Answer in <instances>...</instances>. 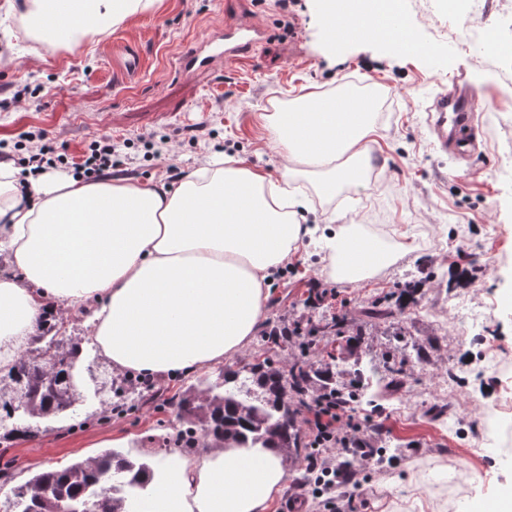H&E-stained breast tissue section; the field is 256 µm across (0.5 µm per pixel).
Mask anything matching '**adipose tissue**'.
<instances>
[{
    "label": "adipose tissue",
    "mask_w": 512,
    "mask_h": 512,
    "mask_svg": "<svg viewBox=\"0 0 512 512\" xmlns=\"http://www.w3.org/2000/svg\"><path fill=\"white\" fill-rule=\"evenodd\" d=\"M159 0H10L71 50L68 17L95 27L153 10ZM309 109L272 113L273 141L286 165L275 177L216 156L176 187L164 182L92 181L56 170L22 182L0 165V369L37 344L47 311L87 309L104 357L116 371L150 379L223 363L266 314L271 277L299 243L319 237L339 279L359 280L388 253L355 225L322 213L297 218L290 183L309 179L334 198L359 182L377 127L352 107L309 93ZM143 512H268L288 478L277 449L209 445L160 463Z\"/></svg>",
    "instance_id": "obj_1"
}]
</instances>
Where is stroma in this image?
Here are the masks:
<instances>
[{"label": "stroma", "mask_w": 512, "mask_h": 512, "mask_svg": "<svg viewBox=\"0 0 512 512\" xmlns=\"http://www.w3.org/2000/svg\"><path fill=\"white\" fill-rule=\"evenodd\" d=\"M0 0V144L11 145L0 163L20 158L50 139L63 154L59 169L73 172L89 143L100 136L128 142L129 162L113 170L133 182L169 181L217 152L265 173H277L280 157L266 114L297 105L317 91L339 94L361 86L377 93L379 127L371 157L379 164L364 185H344L332 201L320 200L310 182L296 190L306 219L315 210L335 213L340 224L359 225L397 261L358 282L332 280L329 258L312 244L299 247L291 272L275 278L265 319L231 363L265 357L261 335L285 317L315 320L343 314L350 334L361 337L362 360L409 356V390L382 412L348 410L371 421L364 437L384 457L365 461L358 489L338 488L316 497L304 487L298 463L288 466L285 490L269 512L299 498L300 512H468L471 502L512 489V86L493 62L474 57L467 30L449 24L436 0H407L406 17L432 51L411 56L368 38L336 40L324 25V0H160L106 32L91 34L77 50L29 35ZM247 23L263 40L246 61L224 66L219 76L186 80L178 59L225 25ZM139 49L144 67L123 80L113 72L112 46ZM466 71L488 109L473 133L480 152L468 167L442 154L426 127L431 99ZM165 143L145 159L142 135ZM325 289L323 304L306 299L312 286ZM416 290L400 322L389 329L367 323L361 310L406 286ZM480 312L462 330L463 310ZM61 336L78 342L82 368L102 370L101 355L82 315L62 317ZM500 352L497 364L481 360L486 343ZM428 358L417 363V347ZM199 373L159 377L153 390L87 393L72 415L31 422H0V512H9L13 491L36 473L99 455L126 440L130 458L156 463L164 455L156 436L176 437L180 424L166 399L177 396ZM481 454H473L474 444Z\"/></svg>", "instance_id": "1"}]
</instances>
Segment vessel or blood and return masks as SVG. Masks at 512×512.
<instances>
[{"label":"vessel or blood","mask_w":512,"mask_h":512,"mask_svg":"<svg viewBox=\"0 0 512 512\" xmlns=\"http://www.w3.org/2000/svg\"><path fill=\"white\" fill-rule=\"evenodd\" d=\"M334 38L350 40L364 36L365 30L349 14L347 6H339L336 21L331 27ZM259 43L250 29L236 28L209 37L204 49L187 51L179 61L181 75L198 77L208 74L216 59L225 61L244 60L250 57ZM483 104L470 85L466 73H458L448 92L434 97L429 110V127L444 151L466 160L477 149L471 134L475 117Z\"/></svg>","instance_id":"1"}]
</instances>
